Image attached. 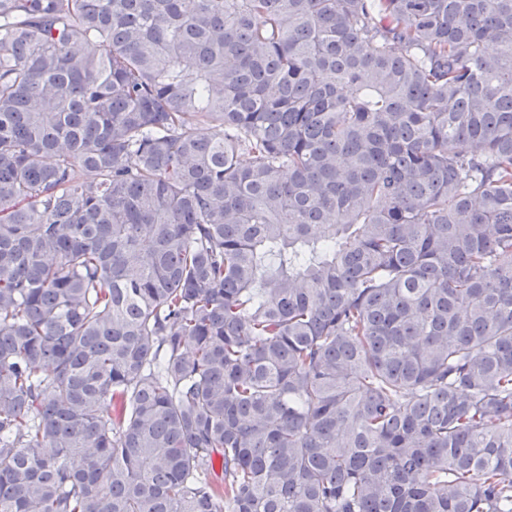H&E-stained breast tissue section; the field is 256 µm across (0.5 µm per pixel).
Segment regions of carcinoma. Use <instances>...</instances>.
Masks as SVG:
<instances>
[{
    "instance_id": "cac0c4a2",
    "label": "carcinoma",
    "mask_w": 512,
    "mask_h": 512,
    "mask_svg": "<svg viewBox=\"0 0 512 512\" xmlns=\"http://www.w3.org/2000/svg\"><path fill=\"white\" fill-rule=\"evenodd\" d=\"M0 512H512V0H0Z\"/></svg>"
}]
</instances>
